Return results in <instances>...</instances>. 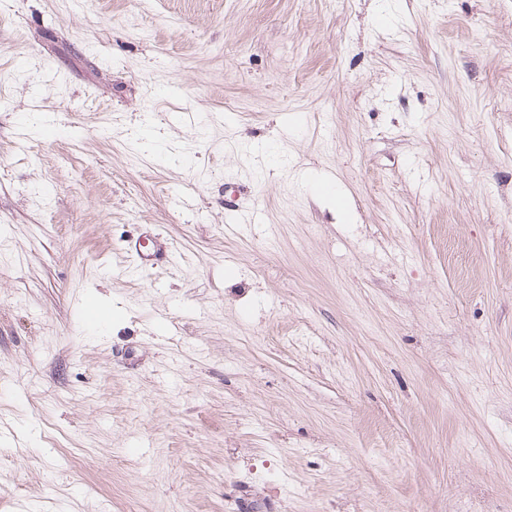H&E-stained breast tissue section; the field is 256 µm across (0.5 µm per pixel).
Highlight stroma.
<instances>
[{"label":"stroma","instance_id":"1","mask_svg":"<svg viewBox=\"0 0 512 512\" xmlns=\"http://www.w3.org/2000/svg\"><path fill=\"white\" fill-rule=\"evenodd\" d=\"M0 512H512V0H0ZM126 250L133 257L137 267L141 269H152L158 264L168 262L169 254L173 250L171 242H160L155 240L151 250H143L139 239L130 240Z\"/></svg>","mask_w":512,"mask_h":512}]
</instances>
